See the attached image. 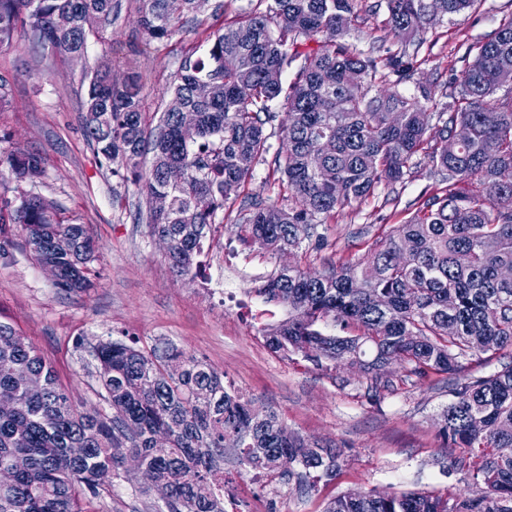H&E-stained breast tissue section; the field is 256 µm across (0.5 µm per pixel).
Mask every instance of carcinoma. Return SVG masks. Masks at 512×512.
Here are the masks:
<instances>
[{
  "mask_svg": "<svg viewBox=\"0 0 512 512\" xmlns=\"http://www.w3.org/2000/svg\"><path fill=\"white\" fill-rule=\"evenodd\" d=\"M137 2L138 33L161 40L175 17L197 13L210 0ZM258 2L265 8L239 11L203 55L185 59L153 127L142 112L139 74L130 70L115 84L112 59L102 58L83 78L85 135L112 173L126 171L148 200H167L149 226L170 242L168 259L179 276L201 274L205 229L265 161L267 125L279 107L287 114L288 151L274 163L288 208L250 203L244 238L271 255L299 246L336 209L403 181L427 161L444 187L373 241L365 256L316 278L284 268L258 289L289 312L288 320L261 331L275 353L359 368L376 395L392 386L380 366L389 355L406 363L408 382L449 375L451 400L438 434L462 449L458 466L481 485L479 492H347L324 512H512V456L497 455L512 448V364L488 376L463 375L472 358L512 349V280L502 277L512 268V98L489 102L503 75L512 74V19L472 47L459 97L445 112L431 88L420 86L412 96L400 90L421 65L406 47L427 25L475 9L477 0H379L374 8L386 9L385 27L401 43L383 59L345 42L364 0ZM60 12L71 17L66 32L52 24ZM88 14L110 26L118 6L114 0H0V43L25 25L39 43L67 56L84 54ZM318 34L330 46L302 49L299 38ZM289 69L294 76L286 84ZM200 82L209 85L204 98L195 94ZM182 112L198 116L192 142L178 135ZM460 125L470 130L468 140L448 146ZM147 153L152 164L144 171ZM7 163L19 180L43 174L34 153L13 152ZM169 166L183 168L181 184L165 179ZM326 169L334 173L330 181L322 178ZM474 179L486 194L469 189ZM8 224L20 227L37 261L60 269L57 288L81 292L93 285L96 245L85 225L61 223L39 196L0 208V234ZM328 322L359 333L336 335L324 328ZM95 357L110 414L79 409L33 342L0 321V466L15 467L13 483L0 486V512H85L83 503L101 498L119 470L112 448L120 442L139 456L149 484L171 486L168 512H224L213 474L230 434L250 468L295 474L302 490L341 470L340 451L306 443L271 410L256 412L194 355L169 346L146 354L109 341L95 348ZM23 371L41 377V392H28ZM160 433L168 436L166 448L154 447ZM71 448L86 453L73 458Z\"/></svg>",
  "mask_w": 512,
  "mask_h": 512,
  "instance_id": "1",
  "label": "carcinoma"
}]
</instances>
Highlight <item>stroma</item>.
<instances>
[{
  "label": "stroma",
  "mask_w": 512,
  "mask_h": 512,
  "mask_svg": "<svg viewBox=\"0 0 512 512\" xmlns=\"http://www.w3.org/2000/svg\"><path fill=\"white\" fill-rule=\"evenodd\" d=\"M223 10L190 14L172 23L166 38L134 45L137 13L121 0V13L104 39H90L85 62H72L18 28L0 45V156L16 150L38 154L44 174L36 182L14 178L0 165V206H18L37 195L52 203L65 224H82L97 245L94 288L65 293L54 287L18 227L0 236V321L27 336L52 365L59 384L81 408L109 412L102 396L95 347L108 340L144 352L172 343L223 373L224 382L270 409L289 430L308 441L342 448L347 460L335 478L305 491L295 480L272 474L262 479L241 463L236 449L224 451L216 483L229 487L225 512H324L346 492L375 490L437 495L467 492L457 466L460 449L443 447L437 419L449 401L448 377L419 385L403 379L397 362L384 371L393 386L380 402L368 396L370 381L347 365L315 366L298 355L274 353L254 327L226 311L205 279L175 275L162 245L150 233L140 186L101 165L87 140L80 106L84 66L104 56L116 73L134 61L141 75L144 110L162 111L173 75L185 56L203 53L249 0H223ZM512 17V0H481L475 11L445 16L421 34L416 76L433 87L437 100L453 103L457 76L469 50ZM439 187L428 164L403 182L379 187L361 205L337 210L317 228L318 237L298 250L272 256L247 246L244 197L286 206L272 163L256 166L241 197L218 211L205 243L204 262L222 263L225 244L246 256L253 269L272 275L294 266L306 273L357 259L391 225L402 223ZM140 471L122 466L91 512H167L164 501L143 490Z\"/></svg>",
  "instance_id": "1"
}]
</instances>
